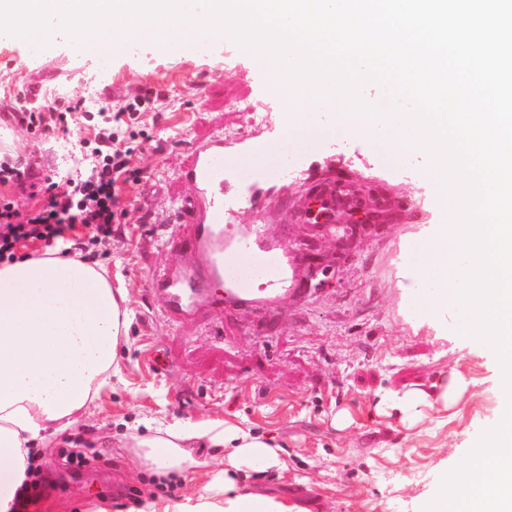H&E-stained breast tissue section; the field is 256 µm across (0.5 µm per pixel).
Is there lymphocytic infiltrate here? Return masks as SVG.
<instances>
[{
  "label": "lymphocytic infiltrate",
  "instance_id": "lymphocytic-infiltrate-1",
  "mask_svg": "<svg viewBox=\"0 0 512 512\" xmlns=\"http://www.w3.org/2000/svg\"><path fill=\"white\" fill-rule=\"evenodd\" d=\"M152 103L151 97L138 95L113 112L85 159L84 172L65 178L54 192L44 193L36 179L41 166L36 155L0 158V185L10 189L9 194L0 195L1 263L13 261L17 248L27 242L55 249L62 257L110 243L120 205L117 180L127 172L132 153L125 144L126 128L140 113L150 111ZM81 109L78 101L59 108L31 106L21 99L13 111L0 114V121L48 136L67 128L69 114ZM18 193L38 198V205L19 210L14 199ZM78 224L90 229L88 238L73 237Z\"/></svg>",
  "mask_w": 512,
  "mask_h": 512
}]
</instances>
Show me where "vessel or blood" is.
I'll return each mask as SVG.
<instances>
[{
  "label": "vessel or blood",
  "instance_id": "b4317fda",
  "mask_svg": "<svg viewBox=\"0 0 512 512\" xmlns=\"http://www.w3.org/2000/svg\"><path fill=\"white\" fill-rule=\"evenodd\" d=\"M242 149L240 141L220 134L189 144L179 178L190 194L177 214L187 226L180 239L185 260L148 279L150 292L160 299L169 319L254 307L289 291L288 255L266 241L259 225L239 227L234 240L224 237V226L233 217L224 194V164Z\"/></svg>",
  "mask_w": 512,
  "mask_h": 512
}]
</instances>
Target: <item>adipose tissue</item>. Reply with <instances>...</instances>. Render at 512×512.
Wrapping results in <instances>:
<instances>
[{
	"label": "adipose tissue",
	"mask_w": 512,
	"mask_h": 512,
	"mask_svg": "<svg viewBox=\"0 0 512 512\" xmlns=\"http://www.w3.org/2000/svg\"><path fill=\"white\" fill-rule=\"evenodd\" d=\"M124 301L102 272L77 258L24 257L0 265V512H11L31 452L47 432L74 425L119 375ZM473 383L454 369L440 381L382 397L378 408L411 427L429 414L448 413ZM193 439L228 455L206 469L199 490L150 501L148 512H294L274 496L238 490L232 472L279 465L278 448L220 419L150 427L133 438L132 465L164 477L183 474L192 463L181 445Z\"/></svg>",
	"instance_id": "ef3b65f1"
}]
</instances>
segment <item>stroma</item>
Returning <instances> with one entry per match:
<instances>
[{
    "instance_id": "1",
    "label": "stroma",
    "mask_w": 512,
    "mask_h": 512,
    "mask_svg": "<svg viewBox=\"0 0 512 512\" xmlns=\"http://www.w3.org/2000/svg\"><path fill=\"white\" fill-rule=\"evenodd\" d=\"M0 113L15 96L38 91L62 103L82 99L68 132L35 143L11 127L0 151L17 155L39 148L42 176L59 180L75 168L80 151L62 161L65 145L93 143L101 107L118 108L130 94L155 95L156 109L142 113L130 131L131 166L140 182L121 187L124 214L109 245L92 260L131 310L120 356V380L61 433L47 434L35 450L38 497L29 512H145L149 501L179 498L187 482L152 472L128 481L126 444L144 421L187 426L226 419L281 448L282 467L239 471L237 487L255 488L296 512H422L445 474L472 450L497 419L503 395L494 381L495 358L465 331L459 305L441 317L424 313L428 282H407L402 263L444 217L416 153L391 159L376 137L349 132L290 142L296 171L278 183L262 216L241 211L238 223H262L264 233L288 254L294 294L274 312L238 309L169 322L146 280L181 260L174 209L188 196L178 179L192 138L224 134L283 138L288 115L263 93L266 75L234 40L191 48L136 46L116 52L109 72L97 59L52 42L30 54L21 40L0 39ZM353 184L363 211L338 231L306 223L308 191L321 181ZM333 263L321 288H307L311 255ZM468 369L478 381L456 418L413 434L398 417L382 416L380 395L401 392ZM347 413L349 426L334 424ZM90 462L72 471L65 450Z\"/></svg>"
}]
</instances>
